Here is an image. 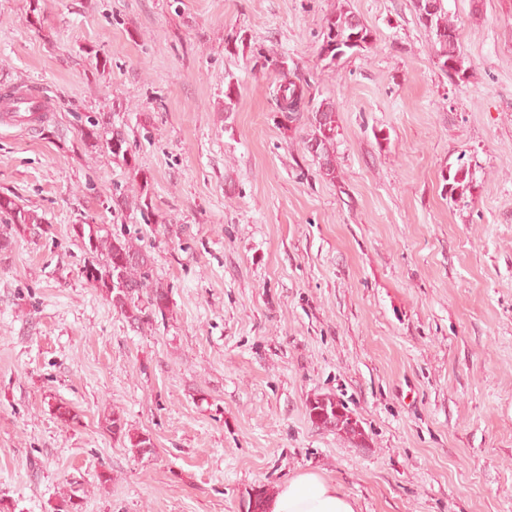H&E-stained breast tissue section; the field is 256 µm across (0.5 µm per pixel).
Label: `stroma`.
I'll return each mask as SVG.
<instances>
[{
    "instance_id": "obj_1",
    "label": "stroma",
    "mask_w": 512,
    "mask_h": 512,
    "mask_svg": "<svg viewBox=\"0 0 512 512\" xmlns=\"http://www.w3.org/2000/svg\"><path fill=\"white\" fill-rule=\"evenodd\" d=\"M341 5L374 44L327 68ZM447 8L456 82L412 0H0V92L47 107L0 124V194L46 229L0 249V502L52 512L80 488L82 512H242L312 470L356 512H512V0ZM259 47L335 101V179L281 121ZM90 116L131 164L83 141ZM462 163L465 205L444 182ZM85 222L142 231L166 320L131 325L85 283ZM320 394L361 439L309 420ZM108 407L153 455L112 440Z\"/></svg>"
}]
</instances>
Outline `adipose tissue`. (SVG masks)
<instances>
[{
	"mask_svg": "<svg viewBox=\"0 0 512 512\" xmlns=\"http://www.w3.org/2000/svg\"><path fill=\"white\" fill-rule=\"evenodd\" d=\"M265 512H355L353 501L320 473L304 471L267 496Z\"/></svg>",
	"mask_w": 512,
	"mask_h": 512,
	"instance_id": "obj_1",
	"label": "adipose tissue"
}]
</instances>
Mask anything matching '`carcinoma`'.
I'll return each instance as SVG.
<instances>
[{
	"instance_id": "obj_1",
	"label": "carcinoma",
	"mask_w": 512,
	"mask_h": 512,
	"mask_svg": "<svg viewBox=\"0 0 512 512\" xmlns=\"http://www.w3.org/2000/svg\"><path fill=\"white\" fill-rule=\"evenodd\" d=\"M413 8L419 23L431 33L439 70L452 81L464 78L458 28L445 7V0H413ZM354 35L373 43L372 31L352 13L339 10L327 16L318 49L319 60L332 66L346 55L357 52L349 45ZM256 62L279 74L273 91L277 111L290 123L306 121L310 129L305 137L309 152L316 158L320 173L331 180L336 179V104L327 99L317 105L312 104L307 80L298 72V67L288 66L287 58L260 48ZM81 137L92 147L105 142L113 159L130 164L129 148L122 133L114 131L111 138L105 139L100 122L90 118L88 126L81 130ZM445 181L448 182L449 198L455 203H467L475 187L470 167L465 164L458 166L448 172ZM0 215L17 232L24 233L42 224L41 218L25 209L14 196L0 195ZM73 232L85 253L80 268L82 278L91 287L101 290L115 312L137 325L148 324L159 316L166 317L172 304L171 291L154 278V258L138 244V238L114 234L106 224H80L73 228ZM50 408L63 424L70 426L79 423L78 413L68 404L60 401L50 405ZM307 413L310 421L318 426L342 431L353 439L363 436L358 421L332 395L309 400ZM105 424L112 440L138 456L146 455L147 449L154 447L149 434L129 428L124 416L115 409L105 417ZM267 494L263 486L253 488L244 503L246 512H263Z\"/></svg>"
}]
</instances>
